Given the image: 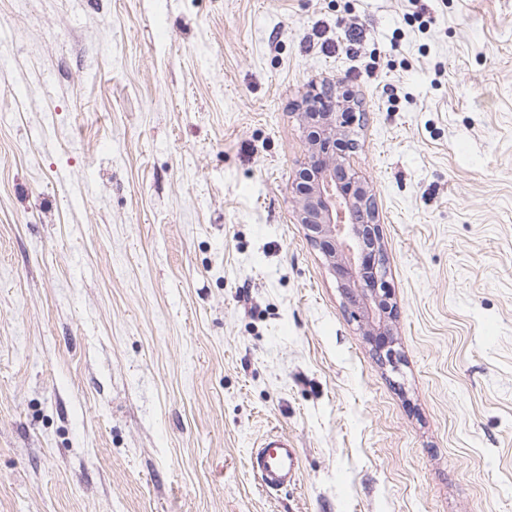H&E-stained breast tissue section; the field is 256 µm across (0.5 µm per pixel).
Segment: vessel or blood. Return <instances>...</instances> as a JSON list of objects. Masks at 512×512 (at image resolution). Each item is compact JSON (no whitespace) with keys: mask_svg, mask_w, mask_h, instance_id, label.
Listing matches in <instances>:
<instances>
[{"mask_svg":"<svg viewBox=\"0 0 512 512\" xmlns=\"http://www.w3.org/2000/svg\"><path fill=\"white\" fill-rule=\"evenodd\" d=\"M250 465L263 487L277 490L297 477L300 470L298 450L287 438L268 435L253 449Z\"/></svg>","mask_w":512,"mask_h":512,"instance_id":"1","label":"vessel or blood"}]
</instances>
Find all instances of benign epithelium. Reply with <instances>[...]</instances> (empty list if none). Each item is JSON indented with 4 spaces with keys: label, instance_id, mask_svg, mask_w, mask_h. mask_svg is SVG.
Instances as JSON below:
<instances>
[{
    "label": "benign epithelium",
    "instance_id": "1",
    "mask_svg": "<svg viewBox=\"0 0 512 512\" xmlns=\"http://www.w3.org/2000/svg\"><path fill=\"white\" fill-rule=\"evenodd\" d=\"M339 80L312 90L300 120L307 128L310 156L298 173L294 192L296 217L319 247L348 302L360 311L367 335L375 337L384 360L395 353L385 348L387 319L393 312L385 285V257L371 194L343 154L350 145L348 113L352 100Z\"/></svg>",
    "mask_w": 512,
    "mask_h": 512
}]
</instances>
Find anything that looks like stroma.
I'll list each match as a JSON object with an SVG mask.
<instances>
[{
    "label": "stroma",
    "instance_id": "stroma-1",
    "mask_svg": "<svg viewBox=\"0 0 512 512\" xmlns=\"http://www.w3.org/2000/svg\"><path fill=\"white\" fill-rule=\"evenodd\" d=\"M0 48V512H512V0H0ZM338 79L393 367L290 192ZM250 455L251 469L260 484L278 490L297 477L300 465L297 448L281 435H267Z\"/></svg>",
    "mask_w": 512,
    "mask_h": 512
}]
</instances>
